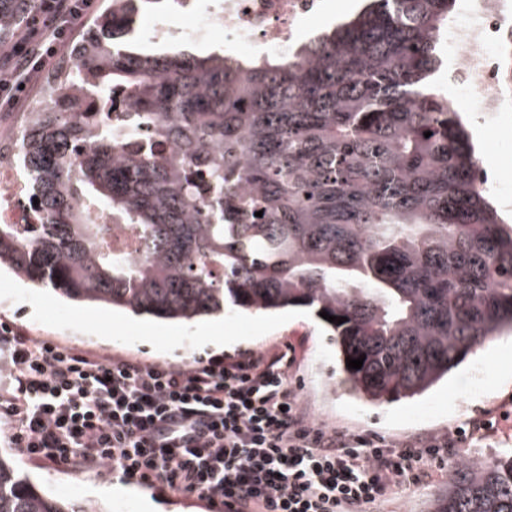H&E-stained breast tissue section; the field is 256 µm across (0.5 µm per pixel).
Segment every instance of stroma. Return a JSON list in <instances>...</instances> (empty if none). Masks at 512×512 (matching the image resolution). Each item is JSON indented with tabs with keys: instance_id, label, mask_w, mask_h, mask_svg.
Wrapping results in <instances>:
<instances>
[{
	"instance_id": "1",
	"label": "stroma",
	"mask_w": 512,
	"mask_h": 512,
	"mask_svg": "<svg viewBox=\"0 0 512 512\" xmlns=\"http://www.w3.org/2000/svg\"><path fill=\"white\" fill-rule=\"evenodd\" d=\"M212 0H196L194 12H175L163 5L145 9L138 18L135 48L151 52L155 45L150 27L162 24L178 28L190 24L195 11L207 10ZM363 0H325L321 16L301 23L302 39L313 38L355 15ZM503 76L504 109L485 114L474 99L463 96L447 75L452 59L446 43H439L441 64L431 83L452 101L466 118L476 146L479 166L512 194V153L504 148L512 141V39L494 49ZM23 326L30 335L79 348L103 349L157 362H189L215 355L236 356L250 351L287 350L290 361L287 380L321 425L350 432L375 433L403 443L443 434L473 420L496 417L492 433L478 442L464 441L450 459L437 467L432 478L407 487L393 501L368 507L367 512H433L436 497L448 486L452 465L491 463L512 455V417L499 420L504 403L512 401V338H502L480 347L476 354L452 372L447 381L414 399H400L381 406H368L351 398L336 383L334 348L321 324L302 309L269 316L228 313L224 333L236 337L233 345L212 348L201 345L195 325L138 318L95 306H79L20 280L9 270L0 271V320ZM10 421L0 418V454L12 457L21 474L64 500L84 504L95 512H139L137 495L151 498L158 512H214L206 499L159 485L134 483L135 497H101L99 488L118 484L107 470L54 467L22 456L10 442Z\"/></svg>"
}]
</instances>
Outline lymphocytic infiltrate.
Masks as SVG:
<instances>
[{
    "instance_id": "f902f5d3",
    "label": "lymphocytic infiltrate",
    "mask_w": 512,
    "mask_h": 512,
    "mask_svg": "<svg viewBox=\"0 0 512 512\" xmlns=\"http://www.w3.org/2000/svg\"><path fill=\"white\" fill-rule=\"evenodd\" d=\"M96 0H38L15 40L0 47V112L69 42ZM288 354L253 351L174 364L115 357L33 339L0 322V375L13 382L11 443L51 465L195 494L235 512H363L431 475L472 421L444 435L396 443L315 423L289 386Z\"/></svg>"
}]
</instances>
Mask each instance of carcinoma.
Wrapping results in <instances>:
<instances>
[{
  "mask_svg": "<svg viewBox=\"0 0 512 512\" xmlns=\"http://www.w3.org/2000/svg\"><path fill=\"white\" fill-rule=\"evenodd\" d=\"M161 2L110 0L55 97L24 119L32 222L0 224V268L162 320L304 308L370 404L420 396L512 335V225L429 81L450 0H369L261 59L137 51L135 14ZM36 6L0 0V40ZM99 209L133 227L137 258L104 250ZM452 471L437 512H512V456ZM0 512L94 510L0 455Z\"/></svg>",
  "mask_w": 512,
  "mask_h": 512,
  "instance_id": "cac0c4a2",
  "label": "carcinoma"
}]
</instances>
